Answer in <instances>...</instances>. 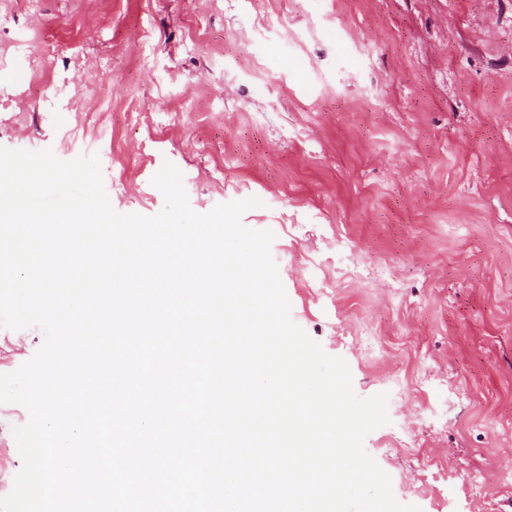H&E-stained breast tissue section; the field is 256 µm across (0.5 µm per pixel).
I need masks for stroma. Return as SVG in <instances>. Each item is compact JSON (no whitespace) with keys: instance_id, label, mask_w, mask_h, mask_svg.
I'll list each match as a JSON object with an SVG mask.
<instances>
[{"instance_id":"obj_1","label":"stroma","mask_w":512,"mask_h":512,"mask_svg":"<svg viewBox=\"0 0 512 512\" xmlns=\"http://www.w3.org/2000/svg\"><path fill=\"white\" fill-rule=\"evenodd\" d=\"M0 147L98 155L121 214L250 197L292 321L387 393L421 512H512V0H0ZM44 342L0 327V374Z\"/></svg>"}]
</instances>
